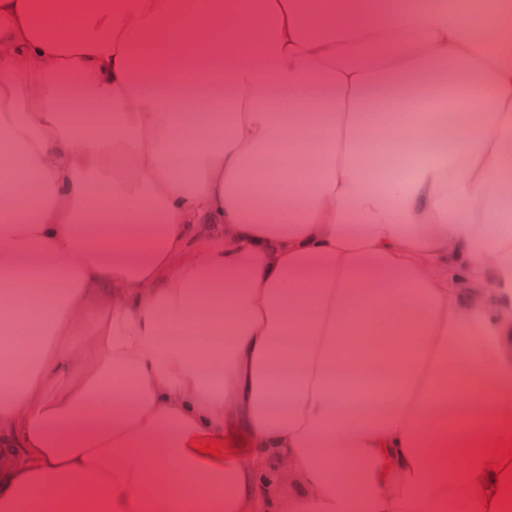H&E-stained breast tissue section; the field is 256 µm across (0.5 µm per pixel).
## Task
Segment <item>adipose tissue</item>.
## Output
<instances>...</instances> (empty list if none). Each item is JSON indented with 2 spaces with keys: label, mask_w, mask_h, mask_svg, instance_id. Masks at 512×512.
I'll use <instances>...</instances> for the list:
<instances>
[{
  "label": "adipose tissue",
  "mask_w": 512,
  "mask_h": 512,
  "mask_svg": "<svg viewBox=\"0 0 512 512\" xmlns=\"http://www.w3.org/2000/svg\"><path fill=\"white\" fill-rule=\"evenodd\" d=\"M485 17L0 0V512L512 507V13ZM396 136L425 153L408 184L371 164ZM284 144L320 167L254 168ZM367 379L396 389L336 387Z\"/></svg>",
  "instance_id": "obj_1"
}]
</instances>
